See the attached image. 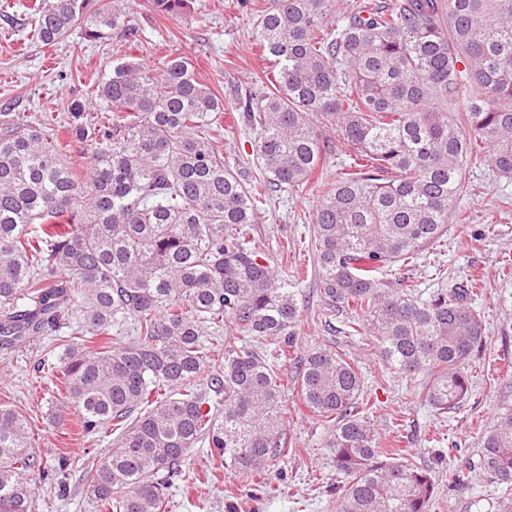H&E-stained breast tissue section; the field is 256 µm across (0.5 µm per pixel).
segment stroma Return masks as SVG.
I'll list each match as a JSON object with an SVG mask.
<instances>
[{"mask_svg":"<svg viewBox=\"0 0 512 512\" xmlns=\"http://www.w3.org/2000/svg\"><path fill=\"white\" fill-rule=\"evenodd\" d=\"M10 3L12 23L0 19V111L38 112L53 116L57 125H68L71 102L108 70V47L85 41L78 27L56 45L40 47L29 36L32 0ZM126 7L137 28L133 57L151 65L162 57H188L197 79L211 87L225 107H233L267 65L252 37L254 16L238 7L237 0H194L183 18L159 12L153 0H126ZM254 138L241 123L224 131V164L247 184L259 169ZM506 196L512 197V181L499 180L485 160L471 161L458 200L468 223L449 222L442 239L425 248L405 272L422 295L442 287L447 279L476 277L484 284L474 305L485 320L486 342L469 363L471 395L458 410L443 415L417 399L422 376H382L383 365L367 340L344 337L319 319L321 297L310 236L317 190L283 186L258 205L256 233L279 273L298 293V353L323 345L352 353L366 374L371 393L368 416L383 446L400 445L415 461L437 472L452 462L476 461L485 425L503 405H512V278L501 273L512 255V208L501 206ZM74 330V323H62L22 345L0 349V393L26 413L36 452L50 467L61 448L75 460L65 489H58L53 480L36 479V512H94L85 468L113 441L108 427L99 436L84 437L74 410L37 370L42 358L57 364ZM282 428L290 452L269 479L286 486L285 494L267 495L250 478L230 470L221 481L211 480L201 470L207 451L199 447L190 459L199 471L196 485L187 492L171 488L169 512H336L343 483L323 446L324 425L309 416L290 390L283 399ZM437 495L448 502L441 512H496L499 491L485 485L452 490L443 483Z\"/></svg>","mask_w":512,"mask_h":512,"instance_id":"35a3bbf8","label":"stroma"}]
</instances>
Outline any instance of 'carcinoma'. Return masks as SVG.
Here are the masks:
<instances>
[{"mask_svg":"<svg viewBox=\"0 0 512 512\" xmlns=\"http://www.w3.org/2000/svg\"><path fill=\"white\" fill-rule=\"evenodd\" d=\"M192 0H154L184 14ZM271 64L239 102L260 176L224 166V101L187 58L149 69L132 60L137 30L121 0H34L31 40L53 46L77 25L108 43L111 69L90 98L107 109L72 135L93 145L90 169L31 113L0 112V347L78 318L52 377L81 433L117 432L86 471L97 512H166L167 491L191 488L193 448L210 474L267 482L288 457L281 429L294 379L345 479L337 512H432L436 476L405 450L386 454L364 413L365 377L351 354L307 351L288 377L300 305L249 235L255 204L287 185L307 189L326 156L317 122H337L349 170L318 201L312 227L320 319L342 313L350 338L371 341L386 371L427 376L418 392L442 412L469 394L468 365L484 324L471 279L419 297L385 267L409 265L438 242L466 165L484 159L512 179V0H239ZM67 277L57 281V272ZM27 298L33 307L22 309ZM233 319L212 364L206 329ZM131 322L132 338L112 339ZM269 338L277 347L263 350ZM224 396L212 408L211 395ZM24 414L0 402V512H34L28 477L45 473ZM476 464L448 461V487L501 489L512 512V406L482 431Z\"/></svg>","mask_w":512,"mask_h":512,"instance_id":"obj_1","label":"carcinoma"}]
</instances>
